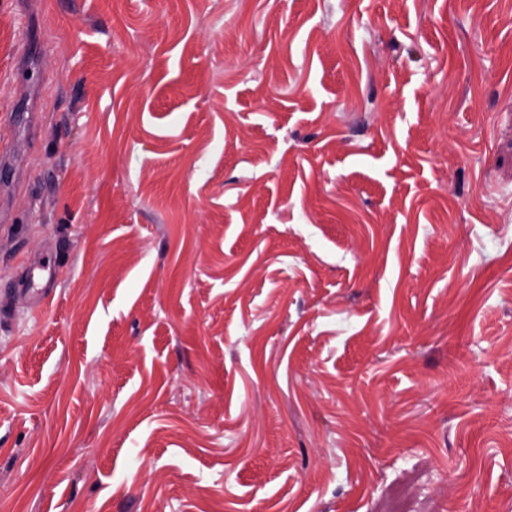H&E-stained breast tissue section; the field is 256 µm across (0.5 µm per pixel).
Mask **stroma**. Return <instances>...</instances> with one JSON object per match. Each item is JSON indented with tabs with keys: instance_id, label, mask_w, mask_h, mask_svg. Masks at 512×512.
Returning <instances> with one entry per match:
<instances>
[{
	"instance_id": "obj_1",
	"label": "stroma",
	"mask_w": 512,
	"mask_h": 512,
	"mask_svg": "<svg viewBox=\"0 0 512 512\" xmlns=\"http://www.w3.org/2000/svg\"><path fill=\"white\" fill-rule=\"evenodd\" d=\"M1 149L0 512H512V0H0ZM38 270L37 281L34 282V288L31 291L34 296L33 308L38 309L46 305L51 296L50 289L53 288L54 280L56 277V268L51 264L47 253L42 257L41 261L38 262L37 266L33 269Z\"/></svg>"
}]
</instances>
